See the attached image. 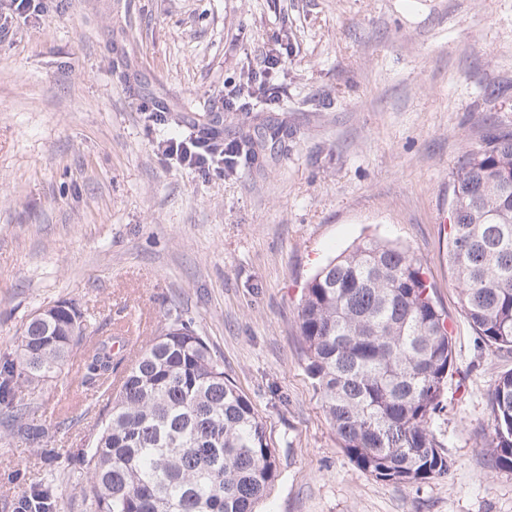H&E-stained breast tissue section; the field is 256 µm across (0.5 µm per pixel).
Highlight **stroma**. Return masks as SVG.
<instances>
[{
  "instance_id": "stroma-1",
  "label": "stroma",
  "mask_w": 512,
  "mask_h": 512,
  "mask_svg": "<svg viewBox=\"0 0 512 512\" xmlns=\"http://www.w3.org/2000/svg\"><path fill=\"white\" fill-rule=\"evenodd\" d=\"M0 30V353L29 314L67 299L94 336L149 338L178 311L210 341L267 427L279 473L254 512H512V471L485 448L488 393L512 352L485 344L448 267L452 176L512 132V0H40ZM283 51L275 101L224 95ZM282 150L223 176L163 156L169 131L255 115ZM409 246L454 340L431 427L452 462L412 485L350 460L305 370L307 281L364 237ZM48 384L35 421L60 455L58 512H87L76 456L101 405ZM0 426V512L45 478Z\"/></svg>"
}]
</instances>
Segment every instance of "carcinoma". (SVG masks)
Wrapping results in <instances>:
<instances>
[{
    "instance_id": "carcinoma-1",
    "label": "carcinoma",
    "mask_w": 512,
    "mask_h": 512,
    "mask_svg": "<svg viewBox=\"0 0 512 512\" xmlns=\"http://www.w3.org/2000/svg\"><path fill=\"white\" fill-rule=\"evenodd\" d=\"M448 266L478 336L512 350V132L469 151L452 181ZM11 352L0 356V412L40 444L30 387L81 385L109 406L82 449L79 492L90 512H253L278 473L275 449L251 401L224 375L207 340L180 315L135 355L113 336L84 346L86 315L73 302L46 304ZM306 370L343 448L363 472L411 485L446 475L451 461L430 426L444 409L452 335L432 284L409 250L364 238L308 281L300 308ZM487 455L512 470V371L488 400ZM41 512L53 484L31 485Z\"/></svg>"
}]
</instances>
